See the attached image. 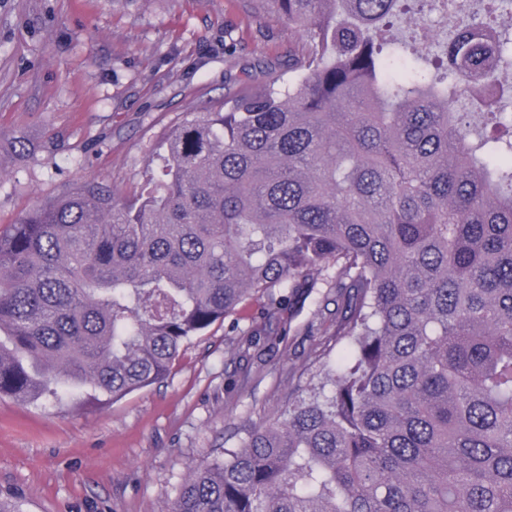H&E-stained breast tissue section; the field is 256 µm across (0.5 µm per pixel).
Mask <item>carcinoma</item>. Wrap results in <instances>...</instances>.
<instances>
[{
  "label": "carcinoma",
  "instance_id": "cac0c4a2",
  "mask_svg": "<svg viewBox=\"0 0 512 512\" xmlns=\"http://www.w3.org/2000/svg\"><path fill=\"white\" fill-rule=\"evenodd\" d=\"M288 79L187 112L133 198L79 178L0 232V397L117 401L251 294L326 278L336 366L168 512H512V0L434 62L392 18L452 0H251Z\"/></svg>",
  "mask_w": 512,
  "mask_h": 512
}]
</instances>
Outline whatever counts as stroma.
<instances>
[{"mask_svg":"<svg viewBox=\"0 0 512 512\" xmlns=\"http://www.w3.org/2000/svg\"><path fill=\"white\" fill-rule=\"evenodd\" d=\"M300 49L248 0H0V230L76 178L133 195L183 113L287 75ZM24 138L29 155L13 158ZM335 289L254 295L168 379L98 408L0 398V499L20 512H167L190 468L238 445L336 358ZM288 329L249 347L265 312Z\"/></svg>","mask_w":512,"mask_h":512,"instance_id":"stroma-1","label":"stroma"}]
</instances>
